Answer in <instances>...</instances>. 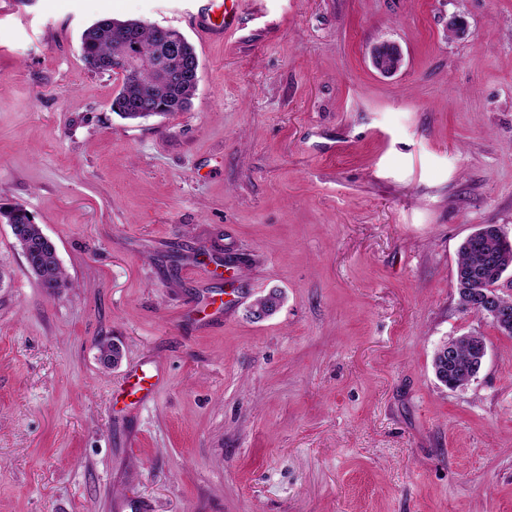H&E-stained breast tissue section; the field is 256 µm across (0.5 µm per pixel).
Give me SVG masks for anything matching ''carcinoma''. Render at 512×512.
<instances>
[{
	"mask_svg": "<svg viewBox=\"0 0 512 512\" xmlns=\"http://www.w3.org/2000/svg\"><path fill=\"white\" fill-rule=\"evenodd\" d=\"M80 49L85 63L97 72L117 73L114 59L125 49L136 59L133 76L122 75L121 87L112 101V110L126 120L140 116L130 106L147 95L163 113L187 110L195 94L198 74L188 63L196 56L194 46L177 30L159 28L139 19L104 18L87 27ZM0 219L19 224L29 247V272L41 287L55 295L67 287V276L55 258V247L41 235L28 211L18 205L3 209ZM512 269V239L493 224H486L471 234L460 246L456 269L459 305L466 312L478 313L485 294L496 292L499 305L512 309V295L498 290L503 274ZM486 342L471 334L468 340L456 337L436 350L433 369L438 380L452 389L465 371L478 372L483 363ZM100 360L114 364L121 357L120 347L109 341L98 344Z\"/></svg>",
	"mask_w": 512,
	"mask_h": 512,
	"instance_id": "1",
	"label": "carcinoma"
}]
</instances>
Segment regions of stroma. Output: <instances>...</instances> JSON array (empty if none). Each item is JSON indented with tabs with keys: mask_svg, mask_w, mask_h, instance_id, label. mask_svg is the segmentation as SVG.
Returning <instances> with one entry per match:
<instances>
[{
	"mask_svg": "<svg viewBox=\"0 0 512 512\" xmlns=\"http://www.w3.org/2000/svg\"><path fill=\"white\" fill-rule=\"evenodd\" d=\"M193 7L0 0V204L70 281L0 222V512H512V337L455 288L469 234L512 237V0H249L221 43ZM107 16L185 34L188 110L113 112L121 76L80 52ZM461 334L487 355L451 390ZM371 63L377 73L390 77L403 65V53L400 46L393 42L376 45L371 53ZM20 205L6 209L0 207V219L9 224L12 234L18 232L14 224L23 228L30 252L27 255L29 272L37 279L41 287L51 295L57 294L60 288L67 287V276L55 258V247L50 240H44L41 228L35 224L33 216ZM30 264V265H29ZM467 337V341L459 340L458 336L447 340L434 354L435 375L449 389H454L464 371L476 375L482 366L486 348L483 336L471 334Z\"/></svg>",
	"mask_w": 512,
	"mask_h": 512,
	"instance_id": "35a3bbf8",
	"label": "stroma"
}]
</instances>
